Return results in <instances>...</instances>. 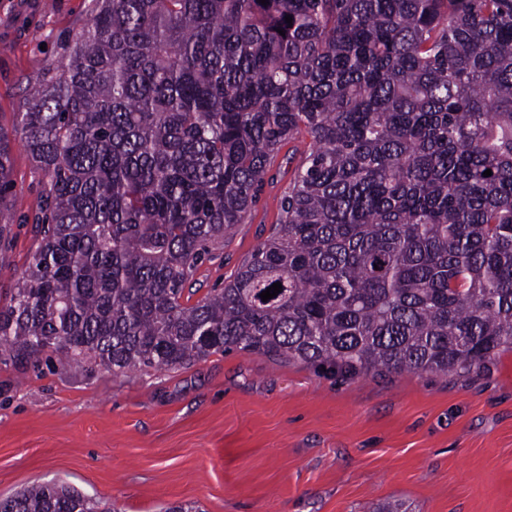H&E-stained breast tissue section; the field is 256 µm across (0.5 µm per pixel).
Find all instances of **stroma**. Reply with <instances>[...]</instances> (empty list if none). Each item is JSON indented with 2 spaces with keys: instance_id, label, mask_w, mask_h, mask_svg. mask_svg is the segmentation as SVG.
I'll use <instances>...</instances> for the list:
<instances>
[{
  "instance_id": "1",
  "label": "stroma",
  "mask_w": 512,
  "mask_h": 512,
  "mask_svg": "<svg viewBox=\"0 0 512 512\" xmlns=\"http://www.w3.org/2000/svg\"><path fill=\"white\" fill-rule=\"evenodd\" d=\"M89 0H0V129L23 88L52 67ZM10 207L20 222L0 253V297L25 269L24 217L42 174L13 146ZM291 176L273 169L244 224L204 263L221 287L278 219ZM67 483L118 512H512V351L487 375L337 377L246 352L177 370L112 376L48 351L0 355V496Z\"/></svg>"
}]
</instances>
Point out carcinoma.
<instances>
[{
    "mask_svg": "<svg viewBox=\"0 0 512 512\" xmlns=\"http://www.w3.org/2000/svg\"><path fill=\"white\" fill-rule=\"evenodd\" d=\"M302 132L279 222L193 300ZM17 133L43 181L15 220L0 128V249L35 235L0 305L10 357L469 379L512 350V0H90ZM0 512L111 509L42 484Z\"/></svg>",
    "mask_w": 512,
    "mask_h": 512,
    "instance_id": "carcinoma-1",
    "label": "carcinoma"
}]
</instances>
